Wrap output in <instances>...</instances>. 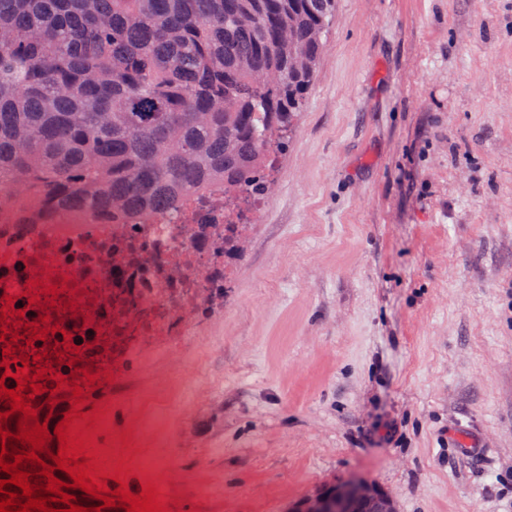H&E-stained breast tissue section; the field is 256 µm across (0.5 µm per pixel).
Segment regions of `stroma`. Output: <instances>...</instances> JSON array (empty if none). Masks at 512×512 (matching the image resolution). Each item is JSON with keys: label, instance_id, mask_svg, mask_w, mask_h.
I'll use <instances>...</instances> for the list:
<instances>
[{"label": "stroma", "instance_id": "obj_1", "mask_svg": "<svg viewBox=\"0 0 512 512\" xmlns=\"http://www.w3.org/2000/svg\"><path fill=\"white\" fill-rule=\"evenodd\" d=\"M270 179L192 342L84 386L99 457L126 435L140 493L176 415L165 512H512V0H336ZM292 512H398L395 499L367 482L339 485L296 501Z\"/></svg>", "mask_w": 512, "mask_h": 512}]
</instances>
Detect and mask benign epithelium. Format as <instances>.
<instances>
[{
	"label": "benign epithelium",
	"instance_id": "1",
	"mask_svg": "<svg viewBox=\"0 0 512 512\" xmlns=\"http://www.w3.org/2000/svg\"><path fill=\"white\" fill-rule=\"evenodd\" d=\"M290 512H397L395 499L367 482L339 485L296 501Z\"/></svg>",
	"mask_w": 512,
	"mask_h": 512
}]
</instances>
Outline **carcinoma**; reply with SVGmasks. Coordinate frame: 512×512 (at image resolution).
<instances>
[{
    "label": "carcinoma",
    "instance_id": "obj_1",
    "mask_svg": "<svg viewBox=\"0 0 512 512\" xmlns=\"http://www.w3.org/2000/svg\"><path fill=\"white\" fill-rule=\"evenodd\" d=\"M336 0H0V218L50 224L175 219L213 192L266 196L269 171L303 111ZM224 209V255L240 224ZM21 396L47 423L38 458L54 467V428L74 388L35 379ZM17 411L0 423L12 433ZM71 504L103 500L64 486Z\"/></svg>",
    "mask_w": 512,
    "mask_h": 512
}]
</instances>
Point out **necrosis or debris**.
<instances>
[{
  "label": "necrosis or debris",
  "instance_id": "necrosis-or-debris-1",
  "mask_svg": "<svg viewBox=\"0 0 512 512\" xmlns=\"http://www.w3.org/2000/svg\"><path fill=\"white\" fill-rule=\"evenodd\" d=\"M224 288V214L181 223L0 226V308L11 350L49 375L117 377L144 343L181 348ZM39 338L26 342L28 333ZM10 350V351H11Z\"/></svg>",
  "mask_w": 512,
  "mask_h": 512
}]
</instances>
